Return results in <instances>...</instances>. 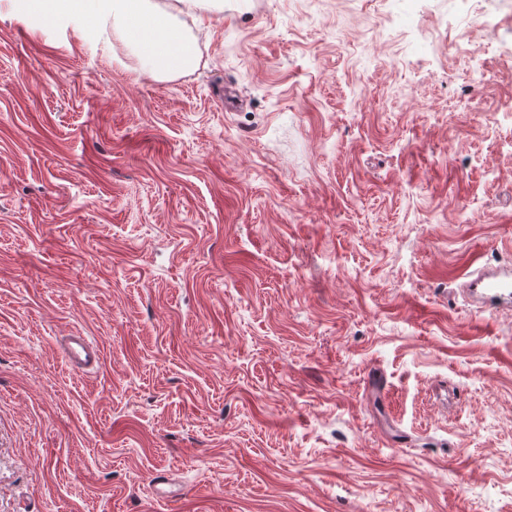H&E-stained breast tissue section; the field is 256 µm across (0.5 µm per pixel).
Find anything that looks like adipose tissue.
Segmentation results:
<instances>
[{"label":"adipose tissue","mask_w":512,"mask_h":512,"mask_svg":"<svg viewBox=\"0 0 512 512\" xmlns=\"http://www.w3.org/2000/svg\"><path fill=\"white\" fill-rule=\"evenodd\" d=\"M210 0H20L21 10L52 25L65 16L95 22L133 49L141 71L162 78L199 63V51L185 17L208 8Z\"/></svg>","instance_id":"ef3b65f1"}]
</instances>
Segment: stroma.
I'll return each instance as SVG.
<instances>
[{
	"label": "stroma",
	"mask_w": 512,
	"mask_h": 512,
	"mask_svg": "<svg viewBox=\"0 0 512 512\" xmlns=\"http://www.w3.org/2000/svg\"><path fill=\"white\" fill-rule=\"evenodd\" d=\"M186 26L0 2V512H512V0ZM215 0H170L164 6L151 0H21V10L53 25L64 16H81L96 23L103 35L112 34L133 49L139 70L162 78L189 71L199 63L196 41L183 16L208 9ZM468 286L474 288L475 292L479 293L483 301L488 304L495 301L511 300L512 267L508 271L478 274L469 281ZM65 361L76 372L89 374L99 370L102 364L99 345L90 336L81 333L62 337Z\"/></svg>",
	"instance_id": "35a3bbf8"
}]
</instances>
